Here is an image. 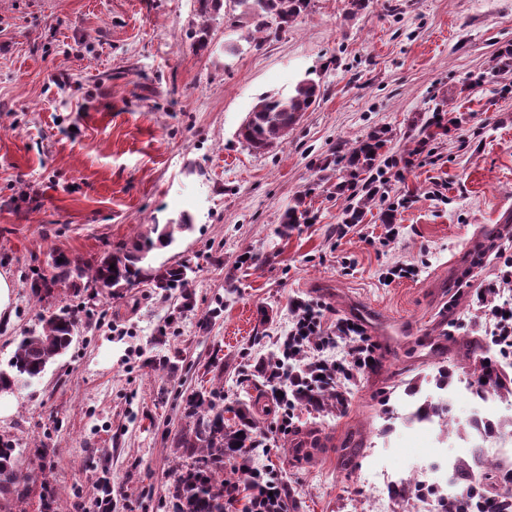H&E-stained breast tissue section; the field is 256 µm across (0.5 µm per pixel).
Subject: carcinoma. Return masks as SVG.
Here are the masks:
<instances>
[{"mask_svg": "<svg viewBox=\"0 0 512 512\" xmlns=\"http://www.w3.org/2000/svg\"><path fill=\"white\" fill-rule=\"evenodd\" d=\"M249 17L255 31L263 32L272 27L283 30L309 7L310 0H234ZM321 93V84L314 78L300 80L291 94H266L258 98L249 112L248 122L239 129L237 137L255 153H264L284 143L296 126L300 116L316 104ZM384 147V140L374 139L352 151L349 164L375 160ZM308 211L302 208L301 200L288 208L282 217L284 224H305ZM192 230L190 220L182 217L165 224H151L144 233L137 235L131 246H123L106 255L94 265L81 266L68 257L53 258V273L50 279H41L31 285L33 291L48 286L54 288H79L87 280L110 296L136 288L144 282L171 291L179 289L187 293L193 278L183 262L161 263L154 266L146 259L160 248L173 245L178 237ZM78 326L77 314L69 307H62L39 319V327L23 334L7 362L0 367V394L21 382H33L44 374L48 364L67 352L73 343ZM487 358H478L467 387L471 393L485 399L490 394L503 398L512 395V377L503 370L490 372ZM233 413L235 425L226 423L224 414ZM449 404L426 401L417 417L449 416ZM186 418L192 426L181 429L175 436L176 447L184 449L191 462L178 469L177 478L169 490L173 501V512H225L227 501L250 486V479L234 480L224 476V465L238 459L244 460L251 452V441L255 423L242 410L224 407V394L213 389L198 392L187 403ZM13 447L8 442L0 444V475L7 474L12 481L13 492L23 496L28 489L31 474L13 473ZM495 470L500 474L501 488L493 493L499 502L500 512H512V468L500 463H488L479 452L471 454V461L460 460L456 468V482L464 484L469 494L483 497L487 492L482 487V471Z\"/></svg>", "mask_w": 512, "mask_h": 512, "instance_id": "obj_1", "label": "carcinoma"}]
</instances>
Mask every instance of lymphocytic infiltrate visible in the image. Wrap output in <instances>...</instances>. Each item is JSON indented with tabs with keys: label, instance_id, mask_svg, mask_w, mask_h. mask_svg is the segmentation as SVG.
<instances>
[{
	"label": "lymphocytic infiltrate",
	"instance_id": "obj_1",
	"mask_svg": "<svg viewBox=\"0 0 512 512\" xmlns=\"http://www.w3.org/2000/svg\"><path fill=\"white\" fill-rule=\"evenodd\" d=\"M496 276L474 289L470 304L485 325V331L502 357L512 356V248L495 252ZM291 321L276 360L263 363L268 386L283 411L267 436L276 443L279 435L291 433L296 402L314 404L317 392H335L345 382L369 370L378 346L364 325L347 317L330 318L322 303L295 298L289 302ZM284 483L272 469L252 472L248 512H286Z\"/></svg>",
	"mask_w": 512,
	"mask_h": 512
}]
</instances>
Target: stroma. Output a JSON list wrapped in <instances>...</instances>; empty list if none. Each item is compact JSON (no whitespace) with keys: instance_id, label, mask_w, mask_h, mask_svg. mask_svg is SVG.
Returning a JSON list of instances; mask_svg holds the SVG:
<instances>
[{"instance_id":"obj_1","label":"stroma","mask_w":512,"mask_h":512,"mask_svg":"<svg viewBox=\"0 0 512 512\" xmlns=\"http://www.w3.org/2000/svg\"><path fill=\"white\" fill-rule=\"evenodd\" d=\"M201 23L196 0H0V273L14 283L0 365L40 312L80 316L69 351L0 399V439L21 470L46 472L12 512H45L48 498L93 512L109 482L127 493L116 512H170L188 397L223 386L225 405L269 433L279 408L258 366L278 356L295 297L349 318L370 307L414 332L347 383L346 405L296 404L293 431L250 467L274 466L290 512H419L374 495L372 464L429 452L430 435L404 423L406 391L441 367L463 380L468 340L486 338L457 283L493 279L472 261L512 216V0H311L258 42L224 0L204 50ZM309 75L321 95L287 144L258 154L238 140L261 94ZM438 113L457 129L388 188L406 200L401 236L368 245L384 232L377 199L339 235L356 204L337 188L349 152L378 134L382 157L403 154ZM300 194L311 220L283 230ZM184 215L191 231L150 260L189 263V296L31 289L54 255L87 266ZM396 261L418 276L384 284Z\"/></svg>"}]
</instances>
